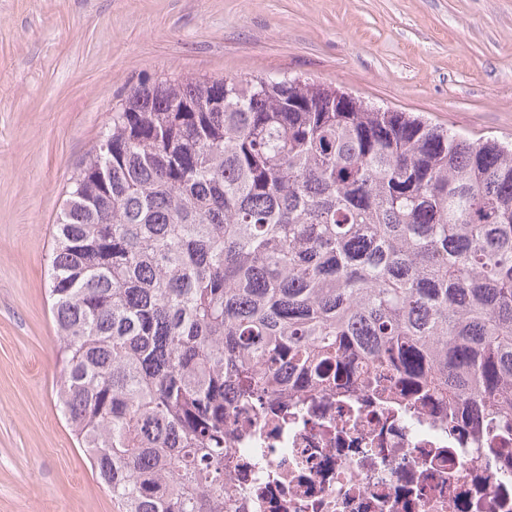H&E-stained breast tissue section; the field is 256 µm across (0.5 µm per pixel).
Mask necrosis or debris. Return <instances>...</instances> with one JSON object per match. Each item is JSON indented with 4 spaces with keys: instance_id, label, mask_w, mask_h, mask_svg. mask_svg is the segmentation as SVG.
Segmentation results:
<instances>
[{
    "instance_id": "necrosis-or-debris-1",
    "label": "necrosis or debris",
    "mask_w": 512,
    "mask_h": 512,
    "mask_svg": "<svg viewBox=\"0 0 512 512\" xmlns=\"http://www.w3.org/2000/svg\"><path fill=\"white\" fill-rule=\"evenodd\" d=\"M506 434L337 386L224 455V512H512Z\"/></svg>"
}]
</instances>
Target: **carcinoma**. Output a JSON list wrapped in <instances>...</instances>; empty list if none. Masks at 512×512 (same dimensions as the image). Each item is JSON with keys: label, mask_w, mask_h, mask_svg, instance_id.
I'll return each mask as SVG.
<instances>
[{"label": "carcinoma", "mask_w": 512, "mask_h": 512, "mask_svg": "<svg viewBox=\"0 0 512 512\" xmlns=\"http://www.w3.org/2000/svg\"><path fill=\"white\" fill-rule=\"evenodd\" d=\"M105 129L49 296L116 512H224L254 413L340 378L512 431L511 145L288 75L143 82Z\"/></svg>", "instance_id": "1"}]
</instances>
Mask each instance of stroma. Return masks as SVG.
Here are the masks:
<instances>
[{"label":"stroma","instance_id":"obj_1","mask_svg":"<svg viewBox=\"0 0 512 512\" xmlns=\"http://www.w3.org/2000/svg\"><path fill=\"white\" fill-rule=\"evenodd\" d=\"M263 74L512 143V0H0V512H114L56 407L48 258L118 96Z\"/></svg>","mask_w":512,"mask_h":512}]
</instances>
